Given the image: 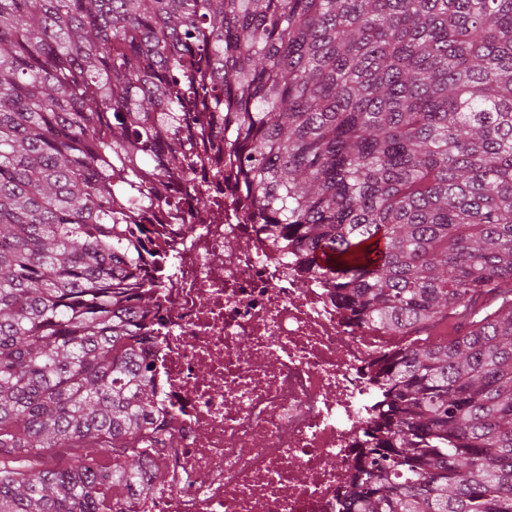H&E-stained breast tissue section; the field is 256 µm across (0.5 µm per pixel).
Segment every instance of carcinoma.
Listing matches in <instances>:
<instances>
[{
	"mask_svg": "<svg viewBox=\"0 0 512 512\" xmlns=\"http://www.w3.org/2000/svg\"><path fill=\"white\" fill-rule=\"evenodd\" d=\"M206 161L400 338L341 512H512V0H0V512L150 491L147 216Z\"/></svg>",
	"mask_w": 512,
	"mask_h": 512,
	"instance_id": "cac0c4a2",
	"label": "carcinoma"
}]
</instances>
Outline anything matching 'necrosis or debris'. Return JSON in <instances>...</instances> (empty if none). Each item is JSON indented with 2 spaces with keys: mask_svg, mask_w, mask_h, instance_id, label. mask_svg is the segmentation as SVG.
<instances>
[{
  "mask_svg": "<svg viewBox=\"0 0 512 512\" xmlns=\"http://www.w3.org/2000/svg\"><path fill=\"white\" fill-rule=\"evenodd\" d=\"M223 223L154 224L171 247L159 291L148 496L126 512H337L367 447L379 352L394 340L346 319L331 283L249 223L224 183Z\"/></svg>",
  "mask_w": 512,
  "mask_h": 512,
  "instance_id": "4bbe7bcc",
  "label": "necrosis or debris"
}]
</instances>
